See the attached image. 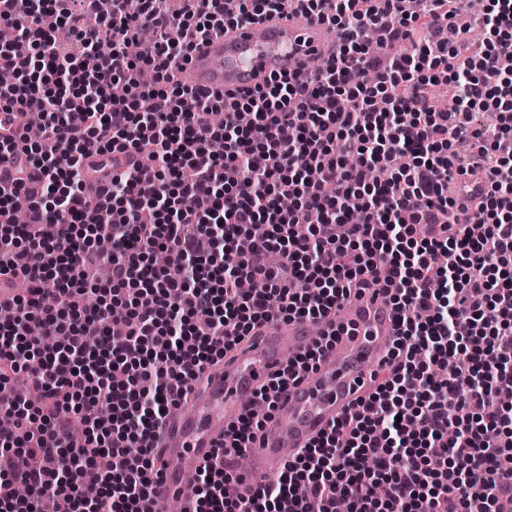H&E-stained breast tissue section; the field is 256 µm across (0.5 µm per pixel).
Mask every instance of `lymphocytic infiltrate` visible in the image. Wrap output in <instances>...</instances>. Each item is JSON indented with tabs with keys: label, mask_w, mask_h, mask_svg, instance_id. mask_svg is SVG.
I'll use <instances>...</instances> for the list:
<instances>
[{
	"label": "lymphocytic infiltrate",
	"mask_w": 512,
	"mask_h": 512,
	"mask_svg": "<svg viewBox=\"0 0 512 512\" xmlns=\"http://www.w3.org/2000/svg\"><path fill=\"white\" fill-rule=\"evenodd\" d=\"M406 2L140 0L132 14L111 0L101 15L98 0H0L30 49L0 44V277L28 285L0 323V386L23 372L42 396L0 398L14 421L0 432V512H39L47 495L57 512H144L162 474L150 442L209 365L261 325L321 321L379 280L399 334L371 393L275 477L233 470L227 448L254 446L275 394L336 340L320 336L259 392L264 413L225 430L196 472L194 512L512 503V406L496 400L512 380V0H480L485 42L466 54L445 37L455 0ZM288 7L341 30L320 69L270 76L228 113L180 80L212 33ZM57 26L74 38L64 55ZM406 40L413 52L381 56ZM31 112L44 136L16 151ZM93 155L117 170L104 205L84 194ZM477 170L485 192L467 212L448 185ZM258 223L266 235L250 238Z\"/></svg>",
	"instance_id": "f902f5d3"
}]
</instances>
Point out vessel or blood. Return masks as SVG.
<instances>
[{
  "label": "vessel or blood",
  "mask_w": 512,
  "mask_h": 512,
  "mask_svg": "<svg viewBox=\"0 0 512 512\" xmlns=\"http://www.w3.org/2000/svg\"><path fill=\"white\" fill-rule=\"evenodd\" d=\"M327 28L295 11L225 29L199 45L181 73L183 83L205 92L235 94L262 84L273 74L306 69L327 54ZM349 324L321 356L316 368L280 394L274 417L259 432L254 448L232 455L241 475L259 479L276 475L288 451L306 447L330 424L365 397L374 366L382 362L398 334L396 313L381 286L351 296L338 314ZM330 321L282 326L269 322L236 345L223 361L207 368L187 402L169 417L154 447L164 449L163 476L152 502L165 512H193L184 489L188 474L212 460L226 429L236 425L272 373L283 353L303 354Z\"/></svg>",
  "instance_id": "vessel-or-blood-1"
}]
</instances>
